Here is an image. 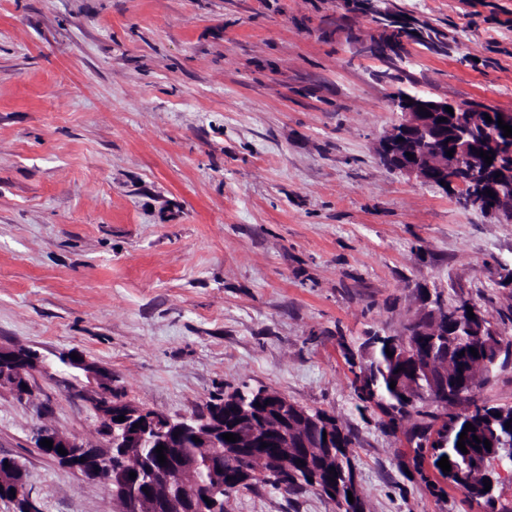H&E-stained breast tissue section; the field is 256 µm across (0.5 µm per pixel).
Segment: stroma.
Masks as SVG:
<instances>
[{
	"mask_svg": "<svg viewBox=\"0 0 512 512\" xmlns=\"http://www.w3.org/2000/svg\"><path fill=\"white\" fill-rule=\"evenodd\" d=\"M400 83L358 56L382 15ZM416 84L512 109V0H0V344L40 353L32 401L0 387V456L38 512H121L42 454L36 427L105 442L77 351L112 392L173 419L248 386L334 416L366 512H512L448 485L361 399L366 336L467 299L512 341V222L388 169L389 97ZM228 512H341L257 484Z\"/></svg>",
	"mask_w": 512,
	"mask_h": 512,
	"instance_id": "35a3bbf8",
	"label": "stroma"
}]
</instances>
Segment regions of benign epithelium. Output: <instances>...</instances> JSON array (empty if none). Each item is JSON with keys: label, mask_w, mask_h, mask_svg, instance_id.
<instances>
[{"label": "benign epithelium", "mask_w": 512, "mask_h": 512, "mask_svg": "<svg viewBox=\"0 0 512 512\" xmlns=\"http://www.w3.org/2000/svg\"><path fill=\"white\" fill-rule=\"evenodd\" d=\"M393 25L385 23L379 38L358 43V52L370 54L379 59L387 56L394 61L403 58L400 47L393 39ZM392 110L397 120L387 129L378 141V152L390 167L409 178L423 184L442 187L455 197L457 203L465 209L493 213L495 198L502 197L501 185L512 182V138L504 136L498 127V119L512 126V111L498 108L488 109L492 122L484 129L487 136L479 143L465 139L474 126V106L458 101H449L436 97L418 87L400 89L390 96ZM451 107L448 113L445 107ZM454 150L453 156H447L448 150ZM491 152L490 164L477 155V152ZM413 157L406 156V153ZM501 176H496V173ZM492 191L496 197L486 194ZM466 306L473 309L475 318L468 317V311L459 310L448 315V307L439 306L432 310L441 328L426 335L420 332L422 314H416L409 329L398 336L372 335L375 343H384L394 352L401 364L398 386L412 401L427 402L432 405H448V397H465L472 388L470 372L460 370L453 385L434 380L432 370L441 354L437 352V341H448V325L463 326L469 333L468 340L475 343L478 352V364L485 379H492L499 368V362L507 341L494 326L492 320L483 314L475 304ZM64 366L74 372V378L85 377L92 406L97 414L101 431L109 438L107 447L91 451L93 465L88 474L112 487L113 496H122L120 505L124 512H152L155 500V488L168 487L171 474L184 469V449L196 444L208 449L204 465L208 469V481L202 482L193 476L167 492L166 512H224V501L218 499L219 492H229L224 482V461L243 455L260 457L270 466L251 469L246 477L234 486L241 490L243 485H255L275 476L283 478L292 473V467L304 465L312 467L311 454L307 451V442L302 426L298 422L309 419L326 432V442L322 447L328 449L321 465L328 471L336 467V456L332 448L336 447V429L330 415L321 411H310L288 399L285 395L267 388L253 390L254 398L260 406H243L241 392H232L231 401L239 405L236 431L239 448L225 445L224 401L211 403L206 413L200 416L174 420L164 414L144 407L132 401L112 397V378L103 367L88 361L83 355L73 360L67 354ZM41 355L27 349L23 354L15 346L0 345V382L11 376L30 385L31 373L41 368ZM123 416L125 421L117 418ZM446 419H439L428 430V445L445 448L448 445V430L443 428ZM53 441V448L41 447L44 455L73 469L85 468L80 454L86 447L77 440L63 435L51 428L41 427L36 432V441ZM200 442H194V439ZM483 438L491 442V449L483 448L478 463L483 476L491 482V490L481 494V498L490 504L495 501L494 487L498 480L494 463L512 457V427L497 428L489 421L483 429ZM267 447H261V444ZM163 445L167 449L166 463L146 460L144 467L130 469L126 463L129 451L133 448H155ZM63 448L67 454L58 453ZM136 478H129L130 472ZM212 505H207V501Z\"/></svg>", "instance_id": "benign-epithelium-1"}]
</instances>
